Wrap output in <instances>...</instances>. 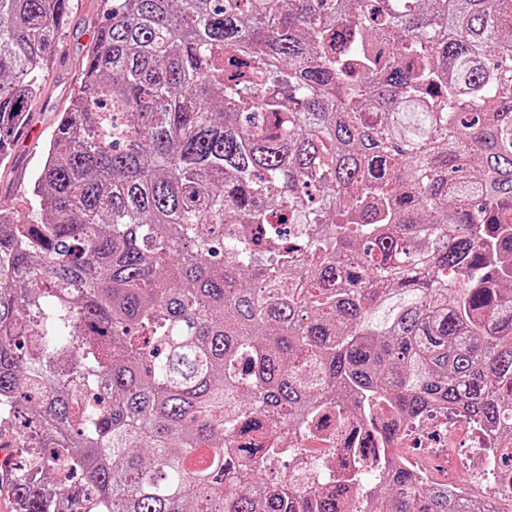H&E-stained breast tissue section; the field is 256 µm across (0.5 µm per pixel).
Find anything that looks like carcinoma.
Returning <instances> with one entry per match:
<instances>
[{
    "mask_svg": "<svg viewBox=\"0 0 512 512\" xmlns=\"http://www.w3.org/2000/svg\"><path fill=\"white\" fill-rule=\"evenodd\" d=\"M0 209L17 512H502L377 448L512 430V0H102ZM72 0H0V152ZM365 430L271 481L282 433Z\"/></svg>",
    "mask_w": 512,
    "mask_h": 512,
    "instance_id": "cac0c4a2",
    "label": "carcinoma"
}]
</instances>
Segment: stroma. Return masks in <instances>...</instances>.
Instances as JSON below:
<instances>
[{"label": "stroma", "mask_w": 512, "mask_h": 512, "mask_svg": "<svg viewBox=\"0 0 512 512\" xmlns=\"http://www.w3.org/2000/svg\"><path fill=\"white\" fill-rule=\"evenodd\" d=\"M104 21L100 0H72L70 20L46 74L45 88L29 106V135L15 141L7 160L0 164V209L26 216L29 186L40 171L58 115L81 78L86 50Z\"/></svg>", "instance_id": "1"}]
</instances>
